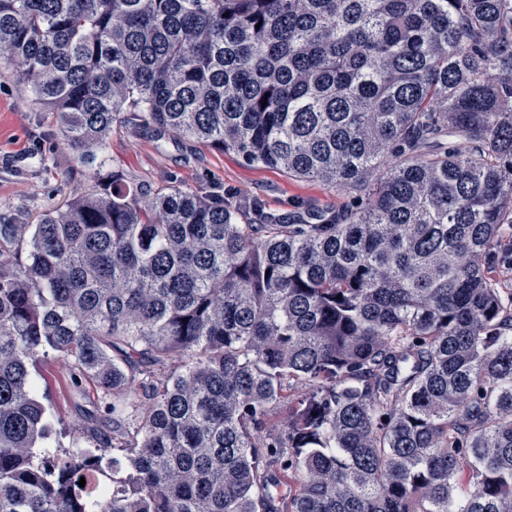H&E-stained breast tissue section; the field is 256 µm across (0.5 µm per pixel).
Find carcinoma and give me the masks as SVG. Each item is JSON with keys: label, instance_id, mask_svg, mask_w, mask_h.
<instances>
[{"label": "carcinoma", "instance_id": "1", "mask_svg": "<svg viewBox=\"0 0 512 512\" xmlns=\"http://www.w3.org/2000/svg\"><path fill=\"white\" fill-rule=\"evenodd\" d=\"M10 74L81 154L143 121L356 207L114 174L1 224L0 512H512V0H0ZM50 353L111 398L64 457Z\"/></svg>", "mask_w": 512, "mask_h": 512}]
</instances>
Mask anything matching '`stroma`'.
<instances>
[{
  "mask_svg": "<svg viewBox=\"0 0 512 512\" xmlns=\"http://www.w3.org/2000/svg\"><path fill=\"white\" fill-rule=\"evenodd\" d=\"M121 174L132 185L176 187L206 198L253 199L268 212L296 218L312 210L344 211L353 198L314 180L248 164L234 152L171 136L146 124L118 125L95 161L82 163L52 113L37 108L13 79H0V222L33 224L45 211L85 193L93 174ZM37 396L57 429H75L101 415L94 381L71 384L66 360L51 356L31 371Z\"/></svg>",
  "mask_w": 512,
  "mask_h": 512,
  "instance_id": "1",
  "label": "stroma"
}]
</instances>
